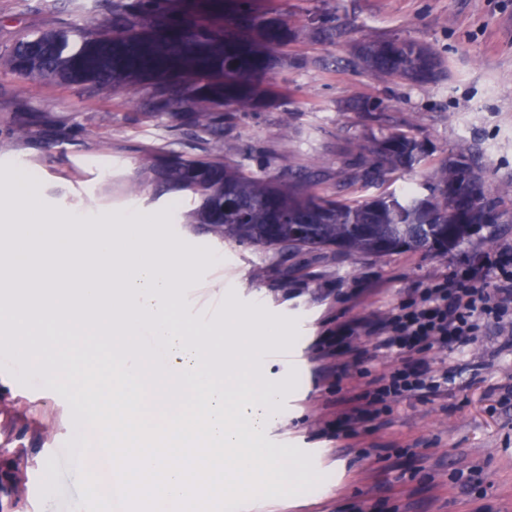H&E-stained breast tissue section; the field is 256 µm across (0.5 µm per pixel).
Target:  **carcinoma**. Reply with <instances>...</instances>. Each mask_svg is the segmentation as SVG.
Segmentation results:
<instances>
[{
    "instance_id": "cac0c4a2",
    "label": "carcinoma",
    "mask_w": 512,
    "mask_h": 512,
    "mask_svg": "<svg viewBox=\"0 0 512 512\" xmlns=\"http://www.w3.org/2000/svg\"><path fill=\"white\" fill-rule=\"evenodd\" d=\"M336 18L321 15L298 27L287 19L238 8L229 23L200 17L189 0H138L136 9L112 7L98 29L45 31L20 39L0 54V67L25 82L90 85L105 98L132 84H151L155 106L198 132L220 136L222 113L247 111L263 98L260 79L288 46L333 39ZM348 65L416 85L434 82L443 61L430 47L400 38H368L352 47ZM364 164L342 168V186L379 183L419 163L424 146L398 130L353 145ZM150 183L188 192L200 204L187 223L204 224L240 244L282 250L334 248L349 255L402 251L445 253L471 238L467 225L493 224L512 186L491 188L463 154L442 160L421 186L372 200L329 195L315 175L274 180L218 154L184 158L147 153L126 192L138 196ZM292 224L310 235L294 239Z\"/></svg>"
}]
</instances>
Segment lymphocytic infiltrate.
I'll return each instance as SVG.
<instances>
[{"mask_svg": "<svg viewBox=\"0 0 512 512\" xmlns=\"http://www.w3.org/2000/svg\"><path fill=\"white\" fill-rule=\"evenodd\" d=\"M493 285L477 264L460 273L413 289L410 298L382 317H361L338 328L341 336L372 338L371 351L357 349L385 364V371L359 392L341 401L340 421L346 437L365 433L367 417H379L391 403L408 396L432 400L442 395L448 371L430 360L483 334L486 323L512 328V261L498 262Z\"/></svg>", "mask_w": 512, "mask_h": 512, "instance_id": "1", "label": "lymphocytic infiltrate"}]
</instances>
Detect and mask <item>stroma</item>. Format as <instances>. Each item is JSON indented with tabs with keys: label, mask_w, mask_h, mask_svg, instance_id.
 I'll list each match as a JSON object with an SVG mask.
<instances>
[{
	"label": "stroma",
	"mask_w": 512,
	"mask_h": 512,
	"mask_svg": "<svg viewBox=\"0 0 512 512\" xmlns=\"http://www.w3.org/2000/svg\"><path fill=\"white\" fill-rule=\"evenodd\" d=\"M251 6L299 26L327 10L346 33L333 43L289 46V54L312 58V65L272 69L264 80L268 105L227 113L229 161L281 178L319 169L322 189L332 193L352 143L408 129L424 144L421 163L382 184H356L349 196L368 199L418 183L438 161L460 153L475 158L490 187L512 184V0H251ZM111 8L112 0H0V53L27 34L107 19ZM369 37L427 45L445 60L448 75L419 86L343 66L352 45ZM152 94L140 84L103 99L88 87L32 85L0 72V189L18 171L55 212L102 221L156 214L189 252L208 260L178 288L179 304L229 302L283 325L303 370L291 374L274 359L264 366L266 383L285 380L289 387L263 441L291 449L299 475L286 483L289 496L237 503L226 512H351L355 505L363 512H512V335L483 336L448 352L443 396L393 403L383 426L358 439L337 436L330 420L339 398L358 392L381 365L364 362L335 385L315 359L319 346L335 344L336 325L383 314L434 277L511 252L512 221L489 225L443 254L285 253L218 239L205 225L187 223L196 206L190 196L151 186L137 198L125 191L151 150L193 157L206 140L159 114ZM360 102L379 106L381 123L358 111ZM287 110L294 130L286 136ZM22 122L31 127L25 140L14 135ZM69 418L53 386L33 391L0 371V512H76L79 478L60 446ZM457 472L472 474V488L454 480Z\"/></svg>",
	"instance_id": "stroma-1"
}]
</instances>
